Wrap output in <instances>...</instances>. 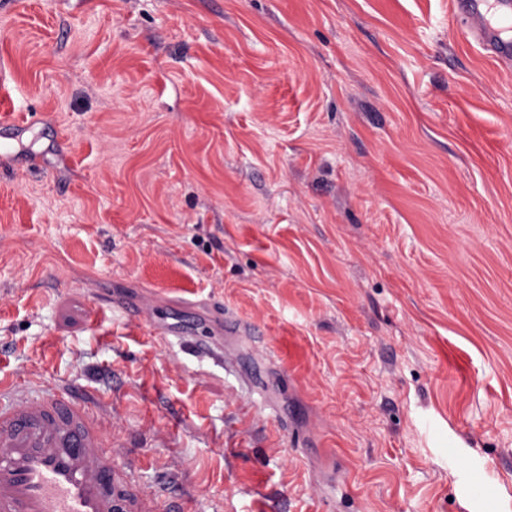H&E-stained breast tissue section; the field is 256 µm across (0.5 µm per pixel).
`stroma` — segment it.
I'll use <instances>...</instances> for the list:
<instances>
[{
    "mask_svg": "<svg viewBox=\"0 0 512 512\" xmlns=\"http://www.w3.org/2000/svg\"><path fill=\"white\" fill-rule=\"evenodd\" d=\"M466 31L0 0V378L106 401L178 512H512V67Z\"/></svg>",
    "mask_w": 512,
    "mask_h": 512,
    "instance_id": "stroma-1",
    "label": "stroma"
}]
</instances>
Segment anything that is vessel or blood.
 <instances>
[{
	"label": "vessel or blood",
	"instance_id": "b4317fda",
	"mask_svg": "<svg viewBox=\"0 0 512 512\" xmlns=\"http://www.w3.org/2000/svg\"><path fill=\"white\" fill-rule=\"evenodd\" d=\"M492 56L512 60V0H453ZM0 512H143L117 474L94 402L54 390L0 403Z\"/></svg>",
	"mask_w": 512,
	"mask_h": 512
}]
</instances>
